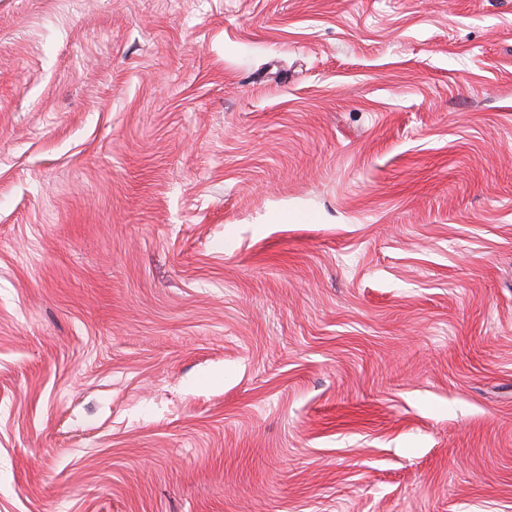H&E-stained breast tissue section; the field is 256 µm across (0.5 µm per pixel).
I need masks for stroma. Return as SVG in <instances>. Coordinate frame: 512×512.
Returning <instances> with one entry per match:
<instances>
[{
	"mask_svg": "<svg viewBox=\"0 0 512 512\" xmlns=\"http://www.w3.org/2000/svg\"><path fill=\"white\" fill-rule=\"evenodd\" d=\"M0 512H512V0H0Z\"/></svg>",
	"mask_w": 512,
	"mask_h": 512,
	"instance_id": "1",
	"label": "stroma"
}]
</instances>
